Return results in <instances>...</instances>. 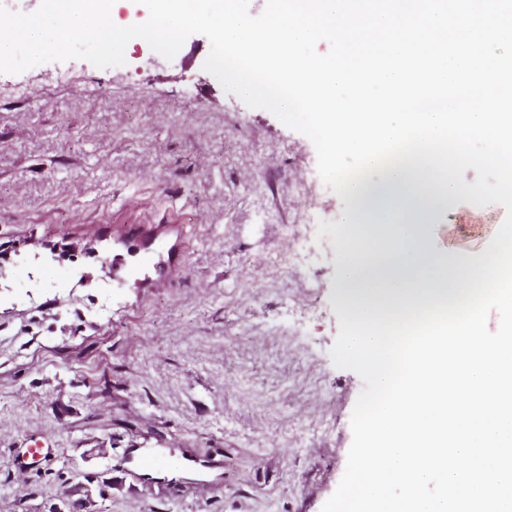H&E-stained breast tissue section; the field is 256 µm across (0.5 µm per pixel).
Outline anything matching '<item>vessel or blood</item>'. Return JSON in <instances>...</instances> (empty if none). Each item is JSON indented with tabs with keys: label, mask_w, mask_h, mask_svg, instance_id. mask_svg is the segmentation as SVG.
I'll return each mask as SVG.
<instances>
[{
	"label": "vessel or blood",
	"mask_w": 512,
	"mask_h": 512,
	"mask_svg": "<svg viewBox=\"0 0 512 512\" xmlns=\"http://www.w3.org/2000/svg\"><path fill=\"white\" fill-rule=\"evenodd\" d=\"M125 460L131 464L135 475L157 479L177 486L187 480L217 484L222 461L219 458L201 459L195 456H183L178 466H171L167 455L154 448H132L125 454Z\"/></svg>",
	"instance_id": "b4317fda"
}]
</instances>
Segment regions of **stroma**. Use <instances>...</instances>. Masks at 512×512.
I'll return each instance as SVG.
<instances>
[{
    "instance_id": "stroma-1",
    "label": "stroma",
    "mask_w": 512,
    "mask_h": 512,
    "mask_svg": "<svg viewBox=\"0 0 512 512\" xmlns=\"http://www.w3.org/2000/svg\"><path fill=\"white\" fill-rule=\"evenodd\" d=\"M173 59L0 74V512H321L365 383L336 367L348 207L305 135ZM504 207L455 199L434 245L479 258ZM309 226L283 273L284 224ZM138 249L132 278L115 259ZM46 459L18 469L23 449ZM220 457L222 484L131 476L126 449Z\"/></svg>"
}]
</instances>
